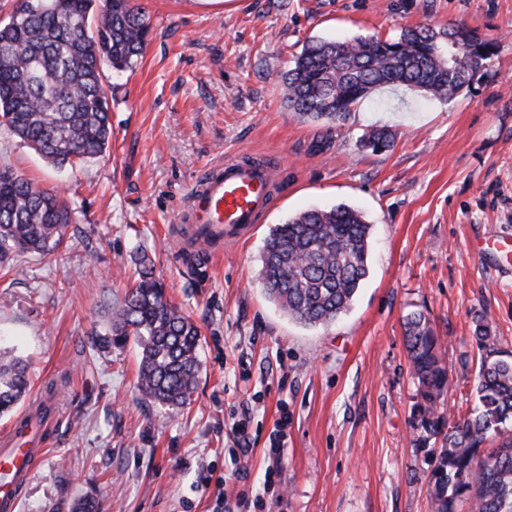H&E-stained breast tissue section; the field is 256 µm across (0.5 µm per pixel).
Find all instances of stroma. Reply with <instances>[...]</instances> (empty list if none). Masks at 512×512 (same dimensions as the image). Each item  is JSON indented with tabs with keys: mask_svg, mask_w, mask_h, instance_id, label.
Instances as JSON below:
<instances>
[{
	"mask_svg": "<svg viewBox=\"0 0 512 512\" xmlns=\"http://www.w3.org/2000/svg\"><path fill=\"white\" fill-rule=\"evenodd\" d=\"M143 2L145 54L107 77L104 157L60 170L0 127V164L61 192L73 217L55 256L0 268L11 296L0 349L25 360L30 398L65 381L19 512H70L87 495L105 512H431L404 321L424 312L441 340L450 420L475 405L477 319L512 357V0ZM451 24L498 44L453 101L383 88L332 129L283 101L280 76L308 39ZM372 126L394 133L389 150L360 148ZM234 158L273 166L275 192L210 259L188 246L181 214L206 172ZM340 203L373 226L369 275L345 315L306 327L264 293V242L289 217ZM142 255L201 331L197 388L178 410L142 394L135 344L87 343Z\"/></svg>",
	"mask_w": 512,
	"mask_h": 512,
	"instance_id": "1",
	"label": "stroma"
}]
</instances>
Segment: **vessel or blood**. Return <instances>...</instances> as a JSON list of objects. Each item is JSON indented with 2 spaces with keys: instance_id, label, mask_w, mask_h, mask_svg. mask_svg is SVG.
Returning a JSON list of instances; mask_svg holds the SVG:
<instances>
[{
  "instance_id": "1",
  "label": "vessel or blood",
  "mask_w": 512,
  "mask_h": 512,
  "mask_svg": "<svg viewBox=\"0 0 512 512\" xmlns=\"http://www.w3.org/2000/svg\"><path fill=\"white\" fill-rule=\"evenodd\" d=\"M274 177V168L265 163L225 161L209 170L192 192L184 218L201 240L240 237L272 192ZM38 454L24 433H13L0 443V512H16Z\"/></svg>"
}]
</instances>
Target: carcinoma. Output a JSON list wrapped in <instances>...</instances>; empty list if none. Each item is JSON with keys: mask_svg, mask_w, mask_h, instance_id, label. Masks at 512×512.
<instances>
[{"mask_svg": "<svg viewBox=\"0 0 512 512\" xmlns=\"http://www.w3.org/2000/svg\"><path fill=\"white\" fill-rule=\"evenodd\" d=\"M150 32L145 8L134 0H21L0 22V125L57 167L103 156L112 138L103 70L124 72L143 55ZM462 37L456 57L440 36ZM497 52L475 29L407 27L391 39H311L281 75L283 100L303 121L341 126L355 106L387 85L413 87L452 100L470 88ZM388 128L359 139L365 150L391 147ZM69 206L0 166V264L16 267L22 253L48 257L63 244ZM371 225L357 209L338 204L310 209L272 228L261 256L266 296L305 326H327L351 308L369 274ZM406 348L417 385L414 414L430 438L428 491L433 512H512V360L494 357L489 323L474 339L481 356L476 406L447 424L441 398L448 368L429 318L407 315ZM95 348L134 342L143 393L168 408L191 401L199 372L198 327L170 303L143 256L138 277L111 308ZM29 391L26 365L0 352V413L14 411Z\"/></svg>", "mask_w": 512, "mask_h": 512, "instance_id": "obj_1", "label": "carcinoma"}]
</instances>
